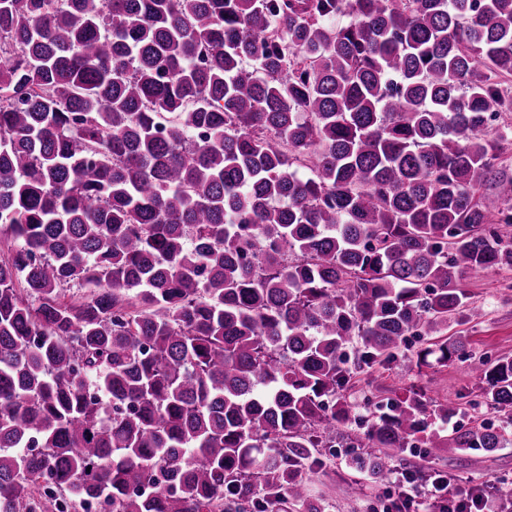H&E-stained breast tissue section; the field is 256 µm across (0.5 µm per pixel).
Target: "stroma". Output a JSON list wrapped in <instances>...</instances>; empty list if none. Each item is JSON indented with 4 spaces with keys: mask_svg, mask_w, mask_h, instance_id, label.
Instances as JSON below:
<instances>
[{
    "mask_svg": "<svg viewBox=\"0 0 512 512\" xmlns=\"http://www.w3.org/2000/svg\"><path fill=\"white\" fill-rule=\"evenodd\" d=\"M463 286L482 313L469 323L449 324L448 333L464 337L471 358L445 366L435 363L421 370L405 359L381 367L373 375L357 377L347 391L355 405L356 418L366 417V399L400 396L415 384L434 398L460 403L462 412L455 418V425L501 422V413L477 405V374L480 360L512 357V270L470 272L464 276ZM320 457L323 466L308 485L311 498L322 502L324 512H383L389 495L395 491L391 478L377 481L357 471L343 448L321 449ZM391 466L396 470L415 467L426 472L440 471L463 488L481 485L492 490L512 482V426L506 428L502 446L491 451L422 447L403 460L392 461Z\"/></svg>",
    "mask_w": 512,
    "mask_h": 512,
    "instance_id": "35a3bbf8",
    "label": "stroma"
}]
</instances>
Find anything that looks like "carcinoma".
Masks as SVG:
<instances>
[{
  "mask_svg": "<svg viewBox=\"0 0 512 512\" xmlns=\"http://www.w3.org/2000/svg\"><path fill=\"white\" fill-rule=\"evenodd\" d=\"M511 74L512 0H0V512H322L320 448L499 447L346 390L472 356L428 337L512 268Z\"/></svg>",
  "mask_w": 512,
  "mask_h": 512,
  "instance_id": "carcinoma-1",
  "label": "carcinoma"
}]
</instances>
